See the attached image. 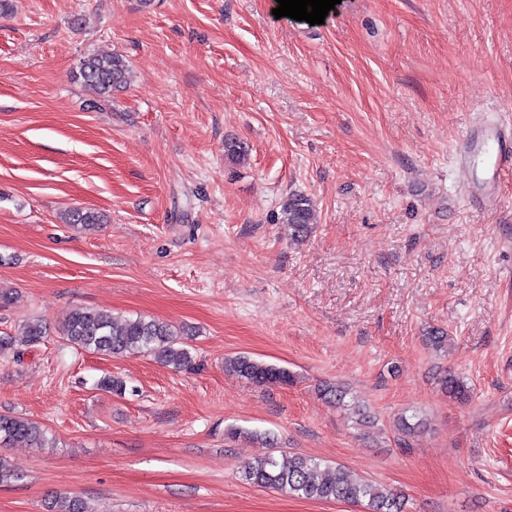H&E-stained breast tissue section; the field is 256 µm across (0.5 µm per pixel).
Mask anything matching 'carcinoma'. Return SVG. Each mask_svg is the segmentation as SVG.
<instances>
[{
  "label": "carcinoma",
  "mask_w": 512,
  "mask_h": 512,
  "mask_svg": "<svg viewBox=\"0 0 512 512\" xmlns=\"http://www.w3.org/2000/svg\"><path fill=\"white\" fill-rule=\"evenodd\" d=\"M129 64L122 55L90 56L79 69L76 78L93 87L101 98L107 99L112 92L124 89L129 83ZM64 222L90 226L104 221L98 211L70 208L65 211ZM314 208L312 200L304 194H292L283 205L280 223L288 227V236L302 240L312 232ZM62 339L86 351L112 355H146L175 370L193 367V356L181 341V331L174 326L142 316L118 319L109 314L88 308L73 309L58 328ZM48 336L47 324L32 319L20 325L19 336L9 333L0 336V354L15 352L22 343L36 346ZM224 371L247 383L258 386H283L295 382V375L284 367L258 361L247 355H235L224 359ZM441 389L448 397L465 402L471 398L466 381L451 372L440 378ZM97 389L122 394L126 390L124 380L104 376L97 381ZM321 395L340 408L351 407L359 427H371L374 420L360 405L346 402L347 392L338 385H327ZM428 426L424 416L414 412L402 413L394 427L401 441L408 442ZM229 439L261 442L274 448L277 442L267 433L245 431L239 428L226 430ZM24 443L30 447L53 446L47 431L37 421L12 414H0V447L10 448ZM239 477L249 484L273 489L292 496L313 501H343L361 504L367 512H405V496L370 480L354 479L345 467L331 465L324 460L306 455L288 458L277 457L274 452L243 462L238 467ZM46 512H89L87 502L79 496L59 493L45 504Z\"/></svg>",
  "instance_id": "cac0c4a2"
}]
</instances>
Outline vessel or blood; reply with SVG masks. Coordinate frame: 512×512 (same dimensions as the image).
<instances>
[{
  "instance_id": "obj_1",
  "label": "vessel or blood",
  "mask_w": 512,
  "mask_h": 512,
  "mask_svg": "<svg viewBox=\"0 0 512 512\" xmlns=\"http://www.w3.org/2000/svg\"><path fill=\"white\" fill-rule=\"evenodd\" d=\"M491 145L492 150L485 159L483 177L475 191V200L490 205L496 202L501 192V179L505 170L512 168V117L499 114L479 123L476 138L467 140L464 148L457 152L461 164H469L476 147Z\"/></svg>"
}]
</instances>
